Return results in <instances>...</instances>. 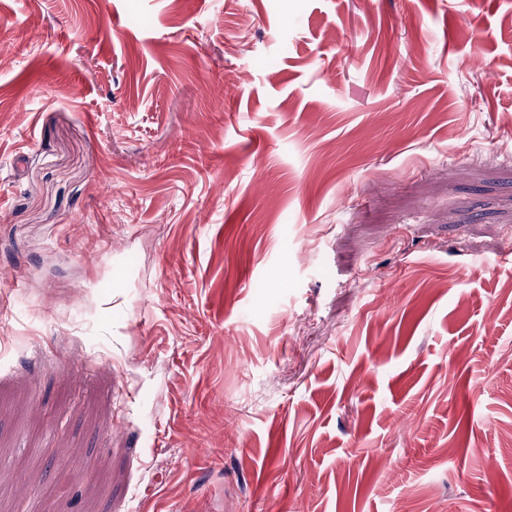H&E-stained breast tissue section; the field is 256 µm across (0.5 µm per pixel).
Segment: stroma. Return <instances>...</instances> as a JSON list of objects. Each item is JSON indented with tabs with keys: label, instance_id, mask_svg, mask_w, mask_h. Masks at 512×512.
<instances>
[{
	"label": "stroma",
	"instance_id": "obj_1",
	"mask_svg": "<svg viewBox=\"0 0 512 512\" xmlns=\"http://www.w3.org/2000/svg\"><path fill=\"white\" fill-rule=\"evenodd\" d=\"M512 0H0V512H512Z\"/></svg>",
	"mask_w": 512,
	"mask_h": 512
}]
</instances>
